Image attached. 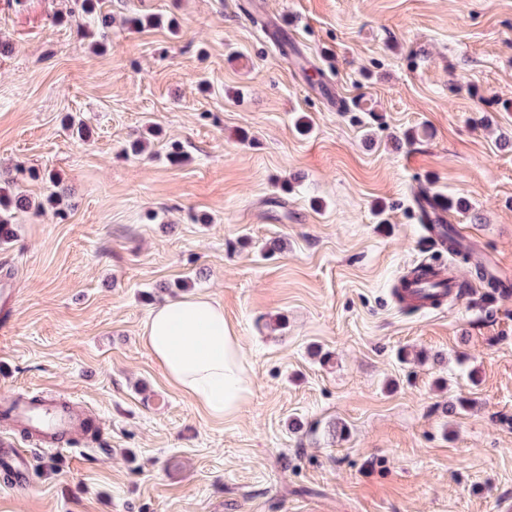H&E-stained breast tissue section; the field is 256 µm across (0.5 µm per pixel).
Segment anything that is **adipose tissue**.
Masks as SVG:
<instances>
[{
    "label": "adipose tissue",
    "instance_id": "adipose-tissue-1",
    "mask_svg": "<svg viewBox=\"0 0 512 512\" xmlns=\"http://www.w3.org/2000/svg\"><path fill=\"white\" fill-rule=\"evenodd\" d=\"M142 339L168 381L211 417L236 415L248 402L253 380L241 338L213 299L197 295L155 308Z\"/></svg>",
    "mask_w": 512,
    "mask_h": 512
}]
</instances>
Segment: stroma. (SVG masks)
<instances>
[{
    "instance_id": "obj_1",
    "label": "stroma",
    "mask_w": 512,
    "mask_h": 512,
    "mask_svg": "<svg viewBox=\"0 0 512 512\" xmlns=\"http://www.w3.org/2000/svg\"><path fill=\"white\" fill-rule=\"evenodd\" d=\"M75 4L0 0V177L38 174L0 246V396L82 405L103 440L1 432L35 472L0 512H500L512 295L408 312L392 288L428 256L424 193L512 272V0H112L102 53ZM55 186L63 220L36 210ZM198 294L254 382L223 420L141 338Z\"/></svg>"
}]
</instances>
